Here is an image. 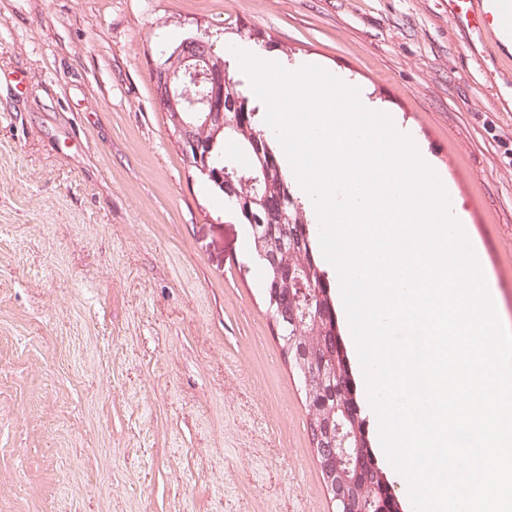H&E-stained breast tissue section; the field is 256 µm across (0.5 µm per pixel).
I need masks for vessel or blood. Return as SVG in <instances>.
<instances>
[{"label": "vessel or blood", "mask_w": 512, "mask_h": 512, "mask_svg": "<svg viewBox=\"0 0 512 512\" xmlns=\"http://www.w3.org/2000/svg\"><path fill=\"white\" fill-rule=\"evenodd\" d=\"M448 17L467 35L462 53L485 60L488 79L512 69V56L500 52L512 43V0H448Z\"/></svg>", "instance_id": "vessel-or-blood-1"}]
</instances>
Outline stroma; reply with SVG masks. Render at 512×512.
I'll use <instances>...</instances> for the list:
<instances>
[{"label": "stroma", "instance_id": "35a3bbf8", "mask_svg": "<svg viewBox=\"0 0 512 512\" xmlns=\"http://www.w3.org/2000/svg\"><path fill=\"white\" fill-rule=\"evenodd\" d=\"M199 32L411 127L512 329V107L448 0H0V512H334L248 228L156 100Z\"/></svg>", "mask_w": 512, "mask_h": 512}]
</instances>
